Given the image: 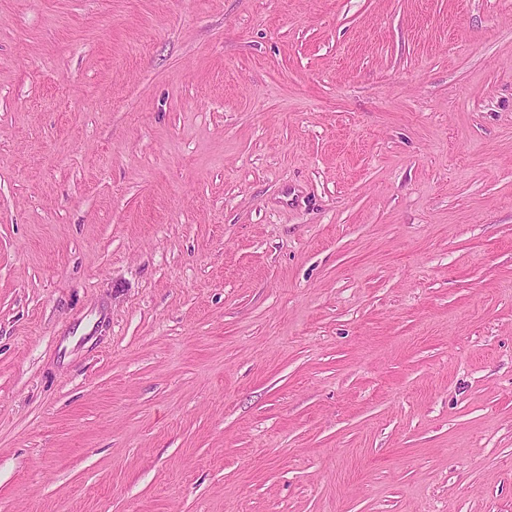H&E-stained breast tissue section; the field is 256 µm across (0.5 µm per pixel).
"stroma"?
<instances>
[{
  "label": "stroma",
  "mask_w": 512,
  "mask_h": 512,
  "mask_svg": "<svg viewBox=\"0 0 512 512\" xmlns=\"http://www.w3.org/2000/svg\"><path fill=\"white\" fill-rule=\"evenodd\" d=\"M0 512H512V0H0Z\"/></svg>",
  "instance_id": "obj_1"
}]
</instances>
